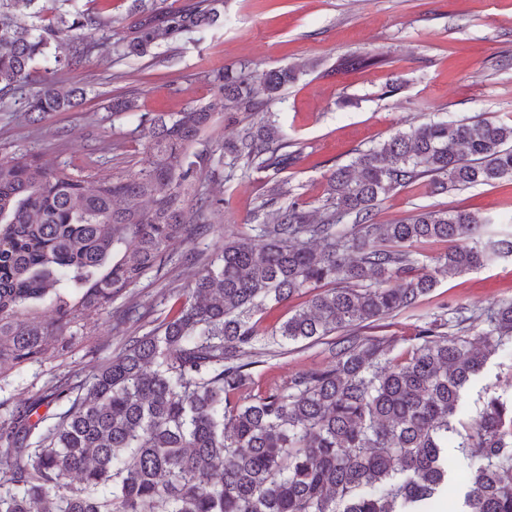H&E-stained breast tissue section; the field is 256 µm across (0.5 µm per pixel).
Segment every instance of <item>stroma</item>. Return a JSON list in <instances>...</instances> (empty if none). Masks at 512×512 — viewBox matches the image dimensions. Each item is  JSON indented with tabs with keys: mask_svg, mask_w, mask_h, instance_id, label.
Here are the masks:
<instances>
[{
	"mask_svg": "<svg viewBox=\"0 0 512 512\" xmlns=\"http://www.w3.org/2000/svg\"><path fill=\"white\" fill-rule=\"evenodd\" d=\"M126 9L125 0H112L107 44L57 74L63 87H86L81 107L30 116L21 104L0 106V159L29 154L51 169L96 178L127 175L140 168L147 143L140 114L209 102L215 94L210 74L225 67L256 74L293 64L303 73L268 109L297 158L278 173L254 169L229 177L220 165L205 172L201 189L223 199L222 223L171 244L161 262L95 316L64 353L0 372V418L29 407L47 421L64 410L66 401H45L46 390L63 378L79 382L117 353L124 337L158 325L191 280L185 256L211 259L222 238L248 235L276 183H287L312 211L322 205L333 169L396 132L437 119H512V0H224L223 27L162 45L151 57L119 59L110 42L129 33L122 21ZM362 58L374 59V66L352 68ZM117 96L134 98L136 110L113 115ZM424 204L490 216L499 232H512L507 180L430 197L414 186L401 188L379 204L376 219L385 224ZM501 299H512V257L440 278L414 310L355 333L387 338L400 349L444 309L464 307L473 314ZM134 303L145 318L118 323L119 311ZM330 360L324 344L291 343L259 355L251 372L256 387L283 386ZM491 395L512 397V356L494 359L482 371L466 397L468 416H477Z\"/></svg>",
	"mask_w": 512,
	"mask_h": 512,
	"instance_id": "stroma-1",
	"label": "stroma"
}]
</instances>
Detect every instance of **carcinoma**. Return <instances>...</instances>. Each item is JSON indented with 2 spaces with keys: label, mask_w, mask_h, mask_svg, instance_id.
I'll list each match as a JSON object with an SVG mask.
<instances>
[{
  "label": "carcinoma",
  "mask_w": 512,
  "mask_h": 512,
  "mask_svg": "<svg viewBox=\"0 0 512 512\" xmlns=\"http://www.w3.org/2000/svg\"><path fill=\"white\" fill-rule=\"evenodd\" d=\"M131 0V34L113 43L144 57L183 35L224 24V0ZM23 3L26 25L17 14ZM95 8L74 0H0V95L30 113L80 105V88L56 75L90 54L103 31ZM295 67L252 76L214 72V99L148 115L149 140L133 174L94 179L52 171L34 156L0 160V370L46 358L50 340L87 323L156 266L174 241L222 215L224 201L195 181L214 162L206 134L215 111L254 112L224 146V166L288 169L296 153L268 104L298 77ZM512 180V124L437 120L357 153L327 180L316 221L284 184L260 206L249 237L224 242L212 262L198 255L193 281L172 314L89 377L50 388L68 407L45 427L31 411L0 421V512H512V399L487 398L464 417L462 392L487 360L512 348V300L479 315L425 323L393 360L391 342L344 337L329 343L332 364L288 385L241 398L252 384L253 350L318 343L338 332L415 309L441 273H466L512 256V234L454 208L418 206L388 224L381 198L420 185L431 196ZM291 197L286 202L284 198ZM440 241L426 261L416 243ZM315 289L305 306L262 332L255 313ZM56 313L43 322L38 308Z\"/></svg>",
  "instance_id": "cac0c4a2"
}]
</instances>
